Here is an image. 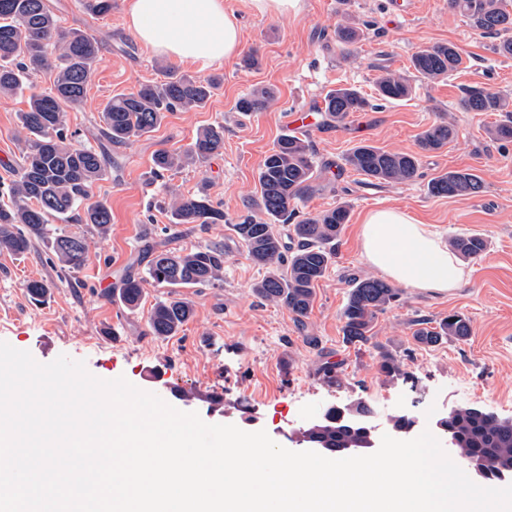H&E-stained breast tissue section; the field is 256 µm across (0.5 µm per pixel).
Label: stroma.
Wrapping results in <instances>:
<instances>
[{"instance_id": "obj_1", "label": "stroma", "mask_w": 512, "mask_h": 512, "mask_svg": "<svg viewBox=\"0 0 512 512\" xmlns=\"http://www.w3.org/2000/svg\"><path fill=\"white\" fill-rule=\"evenodd\" d=\"M389 0H303L299 14L254 15L248 0H224L241 18L244 50L256 51L257 68H243L235 57L208 67L221 83L204 109L175 112L155 131L130 141L108 143L101 136V111L118 93L159 80L162 59L143 47L124 26V0H112L109 14L86 13L82 0H49L64 29L77 28L101 44L99 60L83 103L66 112L79 142L106 149L112 166L94 188L112 210L107 233L91 224H66L89 245L83 267L64 273L42 242L24 256L0 252V341L29 351L41 363L60 355L84 361L94 376L125 377L138 388L161 394L183 412L198 413L209 424H233L247 432L290 429L319 418L331 406L364 402L373 410L380 433H390L392 416H416L418 430L433 428L449 409L478 407L512 419V144L491 139L485 128L495 117L469 112L461 104L464 87L483 84L512 98V56L500 54L496 35L473 30L448 0H412L408 16L395 17ZM351 25L360 37L341 44L338 25ZM451 43L464 63L448 76L421 80L410 66L414 53ZM405 75L415 92L401 101L380 102L331 124L330 136L300 131L309 142L319 172L318 189L297 203L300 214H316L344 202L349 221L336 245V258L315 287L312 311L297 322L287 308L258 297L253 285L263 268L249 260L231 229L257 197V171L269 150L288 131L282 115L291 107L322 103L341 85L374 98L382 69ZM257 86H271L277 99L268 109L242 115L235 104ZM23 95L0 98V183L25 150L17 114ZM447 120L455 136L438 152L424 155L420 175L403 183H369L345 165L344 156L359 141L392 152H413L419 135ZM224 127V149L202 167L151 173L161 150L187 148L205 127ZM453 169H471L484 183L482 193L435 197L430 178ZM205 191L224 212L220 224H175L167 203L172 196ZM400 207L428 224L444 240L478 234L485 254L466 260L468 281L450 294L401 289L398 300L378 314L368 343L342 341L341 310L349 278L370 273L361 258L360 228L369 210ZM220 243L226 254L224 277L214 284L182 289L192 318L176 336L150 335L146 317L169 289L144 282L141 309L130 314L114 297L127 274L142 275L153 250L190 251ZM51 286L44 303L30 302L25 285ZM458 311L470 320L467 341L432 348L418 346L417 321L436 323ZM318 337L313 350L306 337ZM395 353L402 376L387 379L377 371L378 347ZM337 363L341 383L318 373ZM187 399L175 398V391ZM221 398L211 406V398Z\"/></svg>"}]
</instances>
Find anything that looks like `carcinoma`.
<instances>
[{
    "mask_svg": "<svg viewBox=\"0 0 512 512\" xmlns=\"http://www.w3.org/2000/svg\"><path fill=\"white\" fill-rule=\"evenodd\" d=\"M449 5L463 13L474 29L501 36L499 53L512 56V13L502 6V0H449ZM98 55L99 42L94 36L81 30H59L48 0H0V96L16 95L24 81L38 72L50 69L54 74L47 92L28 86V108L18 113L27 146L5 191L9 202L0 203V251L24 254L32 247V240H40L60 268L70 273L84 265L87 241L81 235L57 232L51 225L58 220H76L105 232L112 223L111 208L94 195V187L112 165V158L102 149L74 146L76 133L68 132L65 123L66 109L81 105L86 96ZM461 65V55L449 43L411 57V67L427 80L445 77ZM217 85L214 77L167 72L162 81L112 96L101 112L103 133L113 143L151 133L171 112L204 108ZM375 91L378 101H401L412 95L413 87L403 76L386 72L376 79ZM275 99L273 88L256 87L237 100L235 109L244 114L259 112ZM463 106L468 112L503 113V119L490 126L487 134L496 141L512 143L511 100L487 87L472 86L464 89ZM373 107L355 87L340 86L324 97V111L336 124ZM453 136L454 128L448 122H435L419 136L416 152H390L360 141L348 152L345 163L371 181H410L419 175L420 156L439 151ZM223 148L224 126L207 127L188 148L157 152L152 159L153 175L161 178L169 171L200 167ZM317 176L310 145L296 135L279 138L258 169L259 195L247 202V208L258 210L259 215H248L232 225L247 257L265 269L255 293L285 306L299 321L313 308L315 285L325 277L336 255V241L349 219L344 204L314 216L297 215L295 201L313 191ZM483 188L481 177L469 169L448 170L428 182V191L435 197L475 196ZM170 209L176 224L224 223V211L204 192L177 199ZM279 223L291 225L297 241L288 256L277 230ZM450 245L464 259H474L487 250L486 240L474 234L455 237ZM223 275L222 245L162 251L153 257L146 277L124 278L120 303L130 312L139 310L141 283L146 279L168 288H192L212 284ZM398 296V290L381 279L367 275L353 278L341 312L343 342H368L377 315L391 307ZM192 314L187 299L171 296L151 308L146 325L152 335L166 339L177 335ZM470 335L469 320L456 313L434 327L413 332L414 340L424 347ZM377 368L389 379L401 372L400 361L387 350L379 353ZM371 413L362 403L330 407L319 422L305 430L303 441L340 455L362 448ZM442 427L455 440L456 456L463 464H480L483 481L501 482L512 476V421L468 407L449 414Z\"/></svg>",
    "mask_w": 512,
    "mask_h": 512,
    "instance_id": "cac0c4a2",
    "label": "carcinoma"
}]
</instances>
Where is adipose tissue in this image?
Wrapping results in <instances>:
<instances>
[{
  "label": "adipose tissue",
  "mask_w": 512,
  "mask_h": 512,
  "mask_svg": "<svg viewBox=\"0 0 512 512\" xmlns=\"http://www.w3.org/2000/svg\"><path fill=\"white\" fill-rule=\"evenodd\" d=\"M125 23L155 55L202 68L242 48L238 16L224 0H128ZM361 248L369 266L406 288L449 293L467 276L458 254L400 208L366 215Z\"/></svg>",
  "instance_id": "adipose-tissue-1"
}]
</instances>
